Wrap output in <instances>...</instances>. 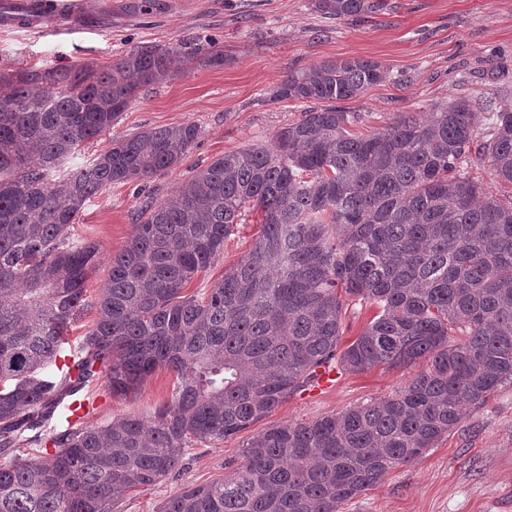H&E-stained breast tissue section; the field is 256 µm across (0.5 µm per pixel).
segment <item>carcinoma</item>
<instances>
[{
	"label": "carcinoma",
	"instance_id": "1",
	"mask_svg": "<svg viewBox=\"0 0 512 512\" xmlns=\"http://www.w3.org/2000/svg\"><path fill=\"white\" fill-rule=\"evenodd\" d=\"M378 0H314L329 19ZM191 56L140 45L106 69L0 71V450L49 444L0 464V512H114L118 497L180 470L195 442L222 440L303 390L320 365L362 373L415 368L391 397L285 423L250 439L224 478L185 488L160 512H340L417 460L512 381V193L458 176L471 162L512 186V102L461 97L423 122L380 130L335 106L387 77L378 61H323L272 99L309 103L274 146L215 158L163 203L148 200L112 256L78 378L58 364L84 308L100 248L71 240L85 204L110 185L175 169L200 135L184 123L112 139L90 164L52 178L128 110L137 90ZM253 248L206 292L186 285L224 253L249 209ZM378 313L340 349L348 301ZM106 367L125 395L158 368L179 376L149 419L45 435L60 392Z\"/></svg>",
	"mask_w": 512,
	"mask_h": 512
}]
</instances>
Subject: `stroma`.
<instances>
[{"mask_svg": "<svg viewBox=\"0 0 512 512\" xmlns=\"http://www.w3.org/2000/svg\"><path fill=\"white\" fill-rule=\"evenodd\" d=\"M93 25L45 31L39 25L0 22V67L109 66L144 43L218 42L224 63L190 64L173 78L139 88L110 133L84 143L70 160L76 168L109 149L113 138L193 122L196 145L175 170L144 183L107 187L85 206L71 232L100 246V264L85 283V308L69 332L78 349L93 326L100 288L112 255L134 231L146 198L161 203L176 187L224 153L255 144L273 146L280 129L301 117L303 104L271 95L288 73L324 60L369 59L386 79L344 101L357 114V130L384 126L396 112H430L456 98L498 90L512 101V0H382L378 11L356 20L322 17L312 0H82ZM261 215L249 211L224 244V253L185 288L206 291L251 249ZM413 376L409 369L378 366L340 376L336 389L316 399L294 394L251 427L219 442L193 445L178 473L128 491L118 512H159L185 487L223 478L242 461L247 441L281 423L309 422L391 395ZM177 380L160 369L135 391L115 395L105 376L85 388L94 410L87 422L104 425L128 414L150 416ZM342 512H512V382L479 407H467L456 429L416 461L390 470Z\"/></svg>", "mask_w": 512, "mask_h": 512, "instance_id": "obj_1", "label": "stroma"}]
</instances>
